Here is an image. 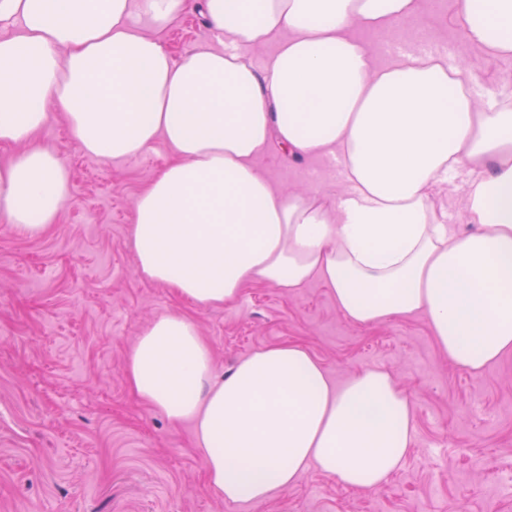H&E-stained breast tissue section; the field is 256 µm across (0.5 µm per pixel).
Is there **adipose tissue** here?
I'll return each instance as SVG.
<instances>
[{
    "mask_svg": "<svg viewBox=\"0 0 512 512\" xmlns=\"http://www.w3.org/2000/svg\"><path fill=\"white\" fill-rule=\"evenodd\" d=\"M202 7L218 48L173 60L157 34ZM464 39L512 61V0H453ZM420 0H0V221L35 235L70 193L34 136L63 117L85 154L176 157L136 199L140 276L199 308L259 279L317 278L358 325L424 314L473 373L512 354V109L476 103L462 70L429 54L376 66L354 26L386 30ZM277 41L263 61L255 47ZM333 156L347 190L319 203L277 192L255 164L271 140ZM462 178L463 233L431 193ZM131 389L192 424L208 481L263 501L308 468L376 490L403 463L414 410L385 369L343 384L300 344L256 350L225 375L194 320L172 312L139 336Z\"/></svg>",
    "mask_w": 512,
    "mask_h": 512,
    "instance_id": "adipose-tissue-1",
    "label": "adipose tissue"
}]
</instances>
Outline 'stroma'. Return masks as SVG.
Listing matches in <instances>:
<instances>
[{
    "label": "stroma",
    "mask_w": 512,
    "mask_h": 512,
    "mask_svg": "<svg viewBox=\"0 0 512 512\" xmlns=\"http://www.w3.org/2000/svg\"><path fill=\"white\" fill-rule=\"evenodd\" d=\"M449 0H422L419 24L355 28L378 65L396 44L453 50L485 88L512 93V62L488 60L448 19ZM159 37L173 58L208 46L201 9ZM70 170L68 200L31 237L0 223V512H512L493 479L512 467V354L473 374L452 363L425 316L359 326L321 280L283 292L248 283L232 303L197 308L136 272L135 199L173 156L164 142L125 159L81 152L65 124L39 134ZM273 188L311 199L346 188L329 158L272 143L257 161ZM181 311L208 340L218 372L254 350L306 346L335 383L388 370L415 409L412 447L377 491H352L316 468L264 502L227 501L210 486L190 424L139 400L125 374L154 318Z\"/></svg>",
    "instance_id": "stroma-1"
}]
</instances>
